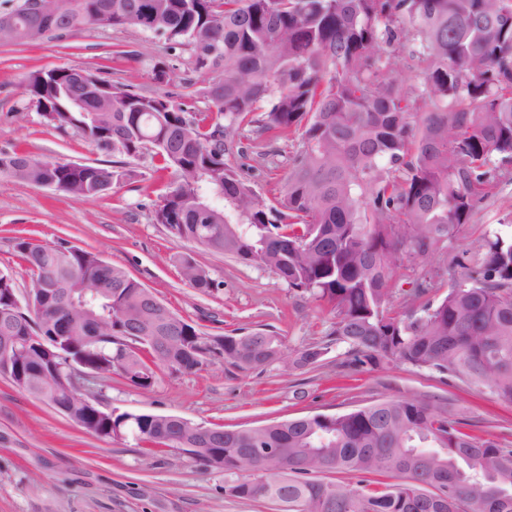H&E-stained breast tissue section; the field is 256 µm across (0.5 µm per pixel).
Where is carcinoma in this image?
Masks as SVG:
<instances>
[{"instance_id": "cac0c4a2", "label": "carcinoma", "mask_w": 512, "mask_h": 512, "mask_svg": "<svg viewBox=\"0 0 512 512\" xmlns=\"http://www.w3.org/2000/svg\"><path fill=\"white\" fill-rule=\"evenodd\" d=\"M56 25L11 9L0 42L29 44L93 28L135 26L190 53L204 99L196 112L168 92L145 95L91 69H36L24 93L44 123L72 132L115 157L146 153L176 180L155 210L177 239L211 225L206 248L270 269L335 314L328 340L299 351L292 366L320 362L345 343L356 368L385 361L484 387L512 404V237H484L482 252L450 248L486 190L512 165V0H68ZM419 84L396 76L402 57ZM300 136L283 195L259 199L232 162L246 126ZM0 175L51 183L76 201L105 194L131 176L105 164L33 154H0ZM30 276L0 287V336L31 343L0 377L48 405L60 398L73 422L108 438L132 436L224 472V495L278 498L287 512H512V448L473 437L418 397L371 403L208 434L187 419L112 411L65 392L59 380L82 363L147 389L156 369L194 373L210 361L240 370L274 363L282 340L261 332L207 336L169 308L146 304L148 288L96 252L15 239ZM444 255L446 295L388 307L403 258ZM195 290L214 289L209 272L177 258ZM100 283L103 289L85 291ZM66 301L71 337H55L53 315ZM271 442L276 462L244 449ZM389 474L382 489L316 477Z\"/></svg>"}]
</instances>
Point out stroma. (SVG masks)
I'll use <instances>...</instances> for the list:
<instances>
[{"label":"stroma","instance_id":"obj_1","mask_svg":"<svg viewBox=\"0 0 512 512\" xmlns=\"http://www.w3.org/2000/svg\"><path fill=\"white\" fill-rule=\"evenodd\" d=\"M171 69L166 90L182 93L190 77L189 52L165 38L126 26L87 30L67 39L48 37L32 45L0 43V153L27 152L65 162L111 164L110 154L69 132L44 126L23 94L31 70L80 65L101 76L156 88L148 60ZM297 141L245 132L234 163L259 198L276 202L288 177ZM133 179L106 194L78 202L53 190L0 177V270L19 286L29 277L14 240L94 250L122 267L178 315L204 334L239 329L271 331L283 341L282 361L242 371L205 363L194 373L159 371L155 384L136 389L115 377L93 384L91 394L104 409L174 415L225 427L335 414L384 400L424 399L466 432L512 448V405L468 389L456 379L396 362L374 368L348 367L346 347L333 346L321 362L304 370L289 359L308 344L325 341L335 317L306 293L288 288L267 269L187 240L173 238L154 217L172 170L152 155L128 159ZM512 222V173L494 187L454 247L478 252L486 229ZM192 255L216 283L202 294L180 276L172 256ZM0 512H281L272 502L226 498L224 474L174 452L147 454L131 438L86 433L64 415L0 378Z\"/></svg>","mask_w":512,"mask_h":512}]
</instances>
